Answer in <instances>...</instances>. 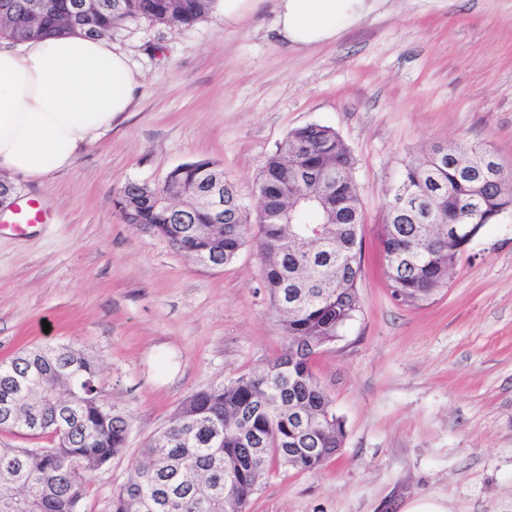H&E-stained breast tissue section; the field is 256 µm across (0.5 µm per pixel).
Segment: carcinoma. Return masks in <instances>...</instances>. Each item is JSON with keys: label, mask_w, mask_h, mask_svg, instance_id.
<instances>
[{"label": "carcinoma", "mask_w": 512, "mask_h": 512, "mask_svg": "<svg viewBox=\"0 0 512 512\" xmlns=\"http://www.w3.org/2000/svg\"><path fill=\"white\" fill-rule=\"evenodd\" d=\"M43 2L0 0V38L19 43L64 34L111 36L135 20L189 28L215 0H96L90 12L80 8L85 0H55L60 9ZM483 154L459 145L435 168L424 160L405 165L394 195L402 204L389 208L382 238L391 294L399 302L427 300L446 284L448 265L462 254L446 236H423L407 205L435 198L445 216L481 224L512 198L511 184L462 177ZM296 166L312 168L318 179L292 180ZM354 169L339 134L310 124L290 131L266 158L253 188L262 202L255 218L209 159L174 168L160 187L129 182L115 195L125 223L167 240L175 224L216 223L201 198L221 185L222 228L194 239L192 248L222 266L255 235L264 286L288 350L186 399L141 449L134 476L113 490L101 512H228L224 480L244 506L272 464L314 470L342 448L344 425L315 377L312 358L360 309L356 257L364 218ZM0 429L52 443L39 450L0 448V512H80L85 476L108 466L127 438L126 417L109 401L98 362L64 344L25 348L0 363ZM254 448L264 450L255 464L241 463ZM290 448L297 449L291 457Z\"/></svg>", "instance_id": "carcinoma-1"}]
</instances>
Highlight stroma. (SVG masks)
<instances>
[{
    "label": "stroma",
    "mask_w": 512,
    "mask_h": 512,
    "mask_svg": "<svg viewBox=\"0 0 512 512\" xmlns=\"http://www.w3.org/2000/svg\"><path fill=\"white\" fill-rule=\"evenodd\" d=\"M111 43L138 82L129 112L68 169L0 171L47 212L24 233L0 212V362L72 345L129 417L125 448L86 477L84 512L133 476L184 400L288 348L254 242L201 266L125 223L115 194L209 159L257 210L266 157L311 123L350 149L364 212L360 309L313 361L345 440L319 469L271 465L245 512H402L418 498L512 512V212L416 306L393 299L380 246L404 165L433 145L481 147L512 170V0H367L309 47L278 38L275 0H250L232 22L215 9L188 30L131 23Z\"/></svg>",
    "instance_id": "35a3bbf8"
}]
</instances>
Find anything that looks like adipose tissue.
I'll return each mask as SVG.
<instances>
[{"label":"adipose tissue","mask_w":512,"mask_h":512,"mask_svg":"<svg viewBox=\"0 0 512 512\" xmlns=\"http://www.w3.org/2000/svg\"><path fill=\"white\" fill-rule=\"evenodd\" d=\"M366 0H276L281 38L300 47L335 38ZM136 83L127 57L80 34L0 45V170L39 178L70 167L81 145L125 112Z\"/></svg>","instance_id":"obj_1"}]
</instances>
